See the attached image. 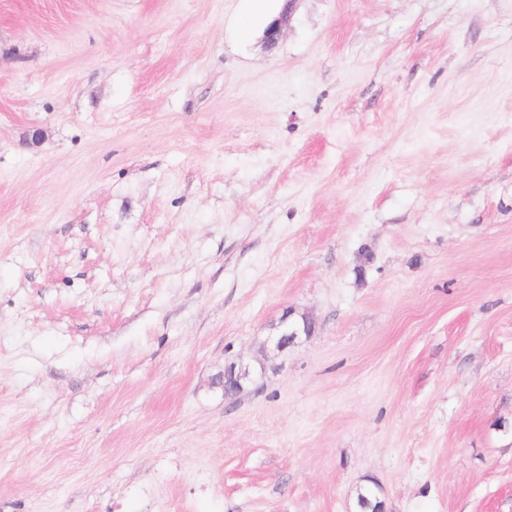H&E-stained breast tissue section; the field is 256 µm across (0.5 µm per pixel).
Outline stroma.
Wrapping results in <instances>:
<instances>
[{"label":"stroma","instance_id":"stroma-1","mask_svg":"<svg viewBox=\"0 0 512 512\" xmlns=\"http://www.w3.org/2000/svg\"><path fill=\"white\" fill-rule=\"evenodd\" d=\"M284 4L0 0V512H512V0ZM295 311L286 310L275 334L269 336L266 341V347L274 353V355H282L289 348L298 344L302 339H308L313 335L315 330V319L308 314H301L300 322L295 321ZM256 372L248 364L242 362H232L224 366V377L230 379L233 383L231 390H225L224 396L229 397L231 393L238 390L239 392L243 389L246 384L253 383Z\"/></svg>","mask_w":512,"mask_h":512}]
</instances>
